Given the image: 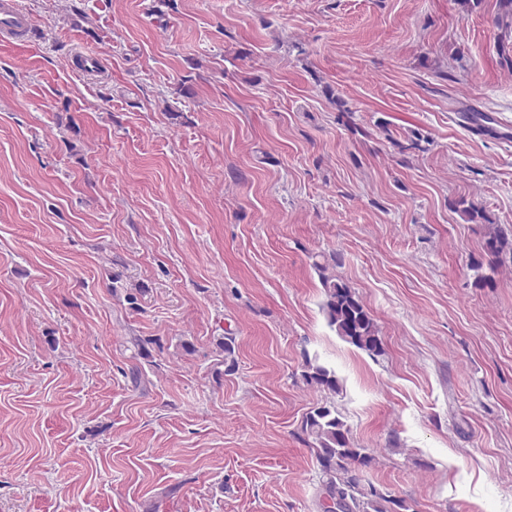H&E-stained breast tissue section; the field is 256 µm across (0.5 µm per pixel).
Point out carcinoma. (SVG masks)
Masks as SVG:
<instances>
[{
    "mask_svg": "<svg viewBox=\"0 0 512 512\" xmlns=\"http://www.w3.org/2000/svg\"><path fill=\"white\" fill-rule=\"evenodd\" d=\"M467 221L486 226L484 253L501 264L512 260V225L496 223L484 210L460 198L450 203ZM336 258L315 262L323 289L322 310L330 327L345 343L371 357L385 354L376 320L361 296L334 272ZM306 383L330 394H338L342 384L336 373L309 359L305 360ZM305 441L312 446L319 480L331 505L325 512H415L411 502L367 482L363 469L373 456L355 445L350 429L336 407L323 403L310 410L303 422Z\"/></svg>",
    "mask_w": 512,
    "mask_h": 512,
    "instance_id": "carcinoma-1",
    "label": "carcinoma"
}]
</instances>
